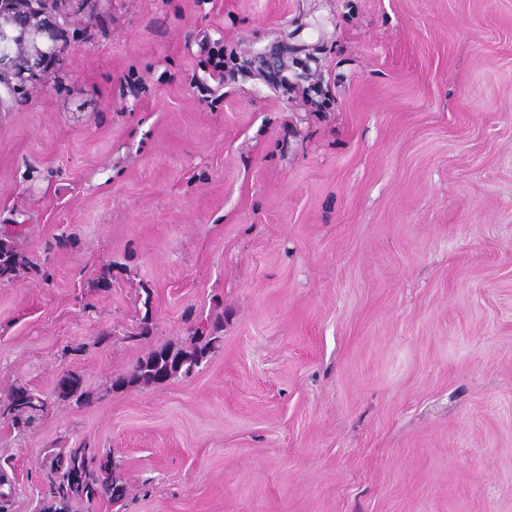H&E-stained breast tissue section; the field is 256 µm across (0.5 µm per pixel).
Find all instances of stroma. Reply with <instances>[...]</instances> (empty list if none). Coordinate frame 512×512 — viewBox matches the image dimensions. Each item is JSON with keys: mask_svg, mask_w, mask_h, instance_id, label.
<instances>
[{"mask_svg": "<svg viewBox=\"0 0 512 512\" xmlns=\"http://www.w3.org/2000/svg\"><path fill=\"white\" fill-rule=\"evenodd\" d=\"M42 10L50 73H0V402H47L0 421L5 512L79 442L129 495L75 512H512V0ZM223 329V322L209 320L204 328L195 327V342L191 350L172 345L153 350L119 379L121 386L136 388L140 385L160 383L177 373L189 375L219 341ZM64 376L58 379L56 378L55 383L60 386V390L57 392L54 387V391L57 394L58 398L61 399H74L76 401H80L85 393L83 391V379L80 374L75 373L73 371L63 372ZM45 400L25 388H18L7 404L0 406V418L18 428L29 427L39 412H43Z\"/></svg>", "mask_w": 512, "mask_h": 512, "instance_id": "1", "label": "stroma"}]
</instances>
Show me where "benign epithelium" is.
<instances>
[{
  "label": "benign epithelium",
  "mask_w": 512,
  "mask_h": 512,
  "mask_svg": "<svg viewBox=\"0 0 512 512\" xmlns=\"http://www.w3.org/2000/svg\"><path fill=\"white\" fill-rule=\"evenodd\" d=\"M58 37V25L33 0H0V71L9 69L18 79L48 73Z\"/></svg>",
  "instance_id": "7a95c632"
}]
</instances>
